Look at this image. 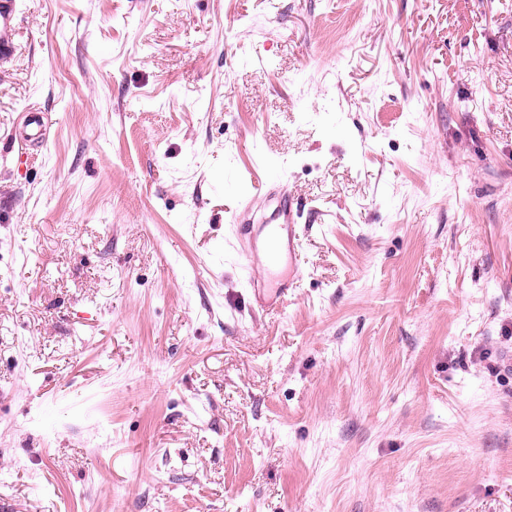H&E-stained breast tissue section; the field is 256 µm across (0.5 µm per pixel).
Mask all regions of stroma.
Here are the masks:
<instances>
[{
	"label": "stroma",
	"instance_id": "obj_1",
	"mask_svg": "<svg viewBox=\"0 0 512 512\" xmlns=\"http://www.w3.org/2000/svg\"><path fill=\"white\" fill-rule=\"evenodd\" d=\"M13 2L0 512H512V0ZM265 208L270 210L262 212L259 218L255 219L252 209L245 208V212L235 216L239 233L242 236L250 235V223L259 225V236L262 235L268 264L271 267L277 266L284 253L288 256V263L296 256L301 245L302 228L299 224L301 217L294 198L287 191L281 190L272 194L267 190L265 197ZM251 215V216H250Z\"/></svg>",
	"mask_w": 512,
	"mask_h": 512
}]
</instances>
